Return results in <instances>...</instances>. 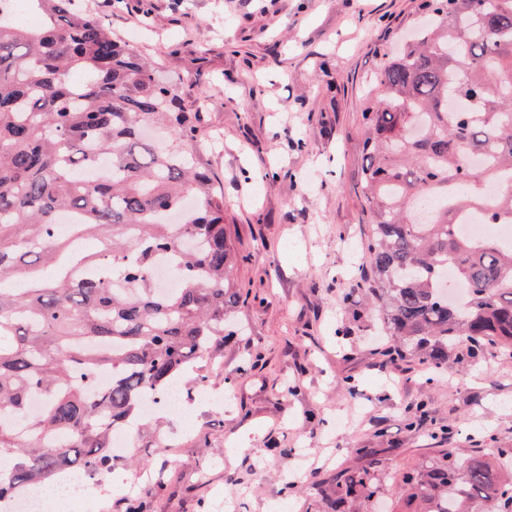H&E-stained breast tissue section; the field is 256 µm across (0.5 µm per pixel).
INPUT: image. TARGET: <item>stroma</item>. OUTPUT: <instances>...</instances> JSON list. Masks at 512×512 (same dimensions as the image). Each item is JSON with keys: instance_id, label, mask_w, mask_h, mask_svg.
Here are the masks:
<instances>
[{"instance_id": "35a3bbf8", "label": "stroma", "mask_w": 512, "mask_h": 512, "mask_svg": "<svg viewBox=\"0 0 512 512\" xmlns=\"http://www.w3.org/2000/svg\"><path fill=\"white\" fill-rule=\"evenodd\" d=\"M151 17L143 19L141 4ZM419 0H109L98 17L137 46L193 101L209 92L198 151L217 175L224 222L247 260L250 292L209 370L221 411L182 379V418L140 431L112 472L121 484L93 509L125 512H318L315 487L284 497L286 480L326 481L380 460L378 502L405 512L397 478L441 449L512 448V358H458L440 377L414 353L387 363L381 314L346 295L369 234L361 109L392 28ZM426 418L408 427L405 409Z\"/></svg>"}]
</instances>
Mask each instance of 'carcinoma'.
<instances>
[{
	"mask_svg": "<svg viewBox=\"0 0 512 512\" xmlns=\"http://www.w3.org/2000/svg\"><path fill=\"white\" fill-rule=\"evenodd\" d=\"M28 3L42 28L0 16V498L111 469L112 433L141 425L148 396L183 373L205 384L249 304L224 194L198 158L207 94L186 104L81 0ZM419 10L373 77L384 97L364 101L371 236L351 292L377 304L389 360L415 349L437 376L461 341L472 357H512V242L471 238L462 223L488 205L512 221V0ZM63 213L94 250L55 235ZM166 254L183 283L162 291L149 272ZM34 395L44 404L30 414ZM377 464L322 482L319 512L347 499L374 512ZM398 489L413 512H512V448L446 451Z\"/></svg>",
	"mask_w": 512,
	"mask_h": 512,
	"instance_id": "cac0c4a2",
	"label": "carcinoma"
}]
</instances>
